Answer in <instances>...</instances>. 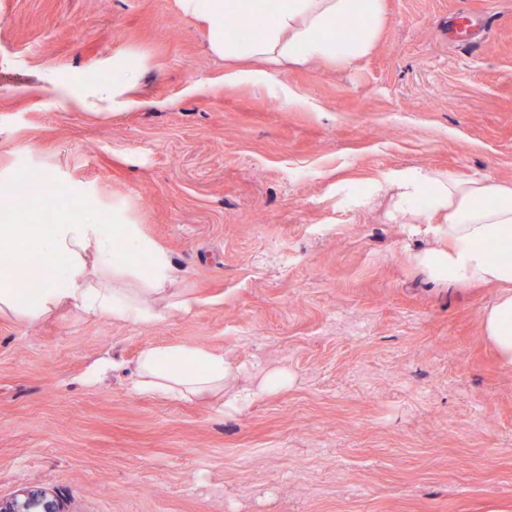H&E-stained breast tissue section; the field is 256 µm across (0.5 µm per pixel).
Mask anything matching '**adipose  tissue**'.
Listing matches in <instances>:
<instances>
[{"mask_svg": "<svg viewBox=\"0 0 512 512\" xmlns=\"http://www.w3.org/2000/svg\"><path fill=\"white\" fill-rule=\"evenodd\" d=\"M178 0L181 13L200 22L207 49L224 59L225 83L268 77L288 67L322 62L346 68L368 56L378 39L384 0ZM254 26L251 38L238 39L227 26L229 13ZM364 23L348 38L336 35L354 16ZM136 75L121 66L112 80L72 93L73 108L91 114L134 106ZM393 216L406 224L418 216L446 212L448 248L421 258L430 274L449 284L499 288L496 303L482 316V332L502 364L512 367V182L487 178H449L433 172L396 184ZM81 209H58L43 221L40 208L21 220L0 222V314L35 320L61 307L117 321L151 323L164 317L171 302V264L136 224H106L92 198ZM150 254L149 266L138 257ZM26 272L24 281L11 274ZM236 368L223 354L200 348L150 346L141 350L133 384L136 394L186 399L225 392L224 406L236 411L285 387L283 372L266 374L259 386L235 388Z\"/></svg>", "mask_w": 512, "mask_h": 512, "instance_id": "ef3b65f1", "label": "adipose tissue"}]
</instances>
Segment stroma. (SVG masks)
Masks as SVG:
<instances>
[{"instance_id": "35a3bbf8", "label": "stroma", "mask_w": 512, "mask_h": 512, "mask_svg": "<svg viewBox=\"0 0 512 512\" xmlns=\"http://www.w3.org/2000/svg\"><path fill=\"white\" fill-rule=\"evenodd\" d=\"M132 58L141 104L67 90ZM177 0H0V175L52 174L140 225L190 311L0 317V498L62 512H512V368L497 288L434 280V224L392 218L433 170L512 182V0H386L374 52L224 82ZM223 353L239 411L131 391L143 347ZM0 512H60L55 499L46 492L21 491L9 501L0 500Z\"/></svg>"}]
</instances>
